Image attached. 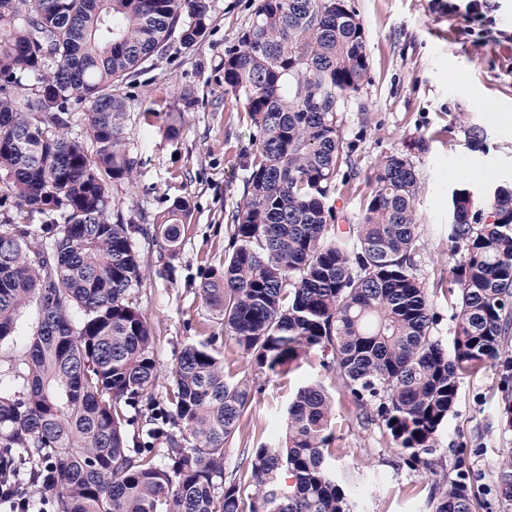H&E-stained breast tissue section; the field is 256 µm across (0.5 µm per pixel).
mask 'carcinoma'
<instances>
[{
    "instance_id": "cac0c4a2",
    "label": "carcinoma",
    "mask_w": 512,
    "mask_h": 512,
    "mask_svg": "<svg viewBox=\"0 0 512 512\" xmlns=\"http://www.w3.org/2000/svg\"><path fill=\"white\" fill-rule=\"evenodd\" d=\"M212 24L210 0H0V343L36 311L13 378L0 377V480L25 476L23 494L50 512H352L330 447L335 402L318 383L298 389L282 438L243 451L248 486L224 477V447L254 399L249 380L224 371L226 337L272 376L320 354L356 421L435 476L430 512H475L472 450L448 466L439 434L464 380L512 374V187L482 206L466 186L452 193L446 345L416 274L415 167L395 151L363 169L341 136L343 98L371 82L350 0H258L224 50V92L252 129L228 254L201 275L224 336L185 346L171 390L153 396L136 227L112 208L110 185L140 172L127 118L145 64L196 46ZM77 112L85 132L74 135ZM464 134L484 148V127ZM345 197L358 199L353 216L336 207ZM34 213L43 223H28ZM191 215L175 198L152 240L176 253ZM493 500L512 512V452Z\"/></svg>"
}]
</instances>
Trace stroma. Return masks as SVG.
Returning a JSON list of instances; mask_svg holds the SVG:
<instances>
[{
  "instance_id": "stroma-1",
  "label": "stroma",
  "mask_w": 512,
  "mask_h": 512,
  "mask_svg": "<svg viewBox=\"0 0 512 512\" xmlns=\"http://www.w3.org/2000/svg\"><path fill=\"white\" fill-rule=\"evenodd\" d=\"M367 37L371 81L348 96L341 108L342 137L361 165L378 156L408 150L423 183L417 211L424 244L417 274L438 314L435 330L450 343L455 322L442 292L448 282V225L454 189L469 187L484 202L495 186L512 182V0H493L491 23L448 15L439 0H351ZM257 0H214L207 39L192 50L155 58L138 89L137 109L128 123L130 148L143 165L135 186L114 185L112 206L130 223L150 226L168 197L190 198L193 214L176 255L150 237H138L143 281L135 290L139 311L156 336L155 357L162 369L153 393L166 395L169 371L185 345L222 331L221 319L205 303L199 283L204 268L221 266L231 235V215L244 192L250 127L234 99L224 93V50L247 26ZM191 89L197 100L184 110L178 98ZM155 103L173 113L182 134L172 140L157 119L141 135L139 107ZM487 131L485 151L465 142V125ZM425 140V151L409 150ZM219 352L224 369L247 379L256 390L233 441L224 450V473L244 478L243 449L282 430L289 399L306 381L320 382L334 397L337 468L348 473L354 512H428L431 476L397 467L398 452L378 426L357 424L354 407L335 371L311 355L289 373L268 376L248 365L232 342ZM512 389H504L498 370L489 368L462 383L455 409L440 435V450L459 444L473 448L479 479L476 512H487L498 464L512 448L499 415Z\"/></svg>"
}]
</instances>
